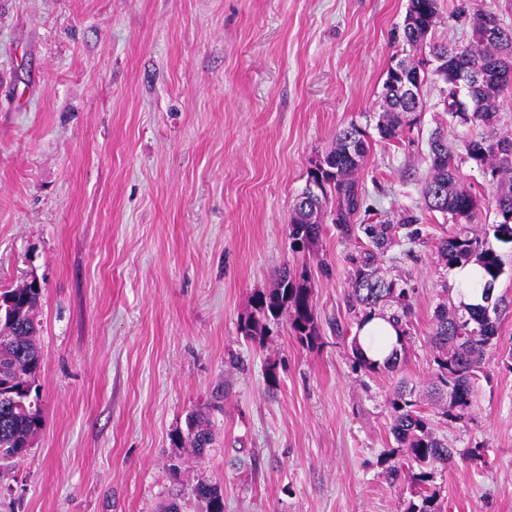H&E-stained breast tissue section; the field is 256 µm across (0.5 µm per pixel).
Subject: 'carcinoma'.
<instances>
[{
  "label": "carcinoma",
  "mask_w": 512,
  "mask_h": 512,
  "mask_svg": "<svg viewBox=\"0 0 512 512\" xmlns=\"http://www.w3.org/2000/svg\"><path fill=\"white\" fill-rule=\"evenodd\" d=\"M423 7L420 25L402 28L401 37L412 47L427 41V34L439 17L438 0H417ZM433 51L456 55L470 66V72L482 75L465 87L444 83L440 103L451 122L470 130L462 142L463 153L457 154L439 133L430 139L432 176L425 185L424 199L428 211L440 213L455 229L435 241L444 266L454 269L475 264L480 267L483 284L480 302L436 307L429 342L433 349L432 391L436 395L437 415L448 425L464 424L471 419L475 387L482 373L487 350L499 338V310L504 303L495 295L496 285L504 273V261L493 242L512 245V137H496L481 132L497 120V99L512 88V79L493 81L496 71H512V28L500 27L492 38L474 36V44L461 48L451 43L433 46ZM387 110L376 124L381 139L397 141L417 122L416 110L423 100L400 93L396 79L389 76L384 83ZM369 148L366 132L351 123L336 133L335 147L318 159L308 170L307 182L319 187L318 194L303 188L297 196L288 224L291 246L296 252L310 251L322 233L321 215L334 200V223L341 233L351 236L360 230L365 238L355 259L347 307L355 330L350 336L353 370L372 377L395 373L405 359L409 347L408 326L413 302L410 289L396 279L380 275V263L396 234L414 243L420 239V218L411 212L398 224H350L360 209L362 192L356 175ZM471 162L485 176L497 182L495 220L480 229L473 228L479 210V197L458 178V163ZM307 265L277 272L273 288L259 293L253 301L251 315L241 324L243 336L263 342L269 322L287 316L295 338L312 347L319 340V327ZM41 288L29 282L20 288L0 291V462L22 456L43 422L38 374L42 354L37 343L34 310ZM384 317L395 327L398 345L383 361L364 354L359 332L371 317ZM416 386L406 378L399 379L386 398L390 413V432L396 447L385 453L383 475L391 484L407 479L413 497L405 503L404 512H445L434 486L438 468L448 464L457 450L434 432L432 418L416 397ZM187 437L173 439L178 448L188 446L201 456L212 444L210 421L201 413L187 418ZM195 496L205 512H224V493L216 484L200 483Z\"/></svg>",
  "instance_id": "1"
}]
</instances>
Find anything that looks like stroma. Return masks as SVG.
Masks as SVG:
<instances>
[{
    "label": "stroma",
    "mask_w": 512,
    "mask_h": 512,
    "mask_svg": "<svg viewBox=\"0 0 512 512\" xmlns=\"http://www.w3.org/2000/svg\"><path fill=\"white\" fill-rule=\"evenodd\" d=\"M440 0L431 43L473 42ZM407 0H0V289L36 278L43 423L0 478V512H158L220 485L224 512H403L409 490L379 463L394 447L385 398L397 377L425 390L439 303L456 298L432 245L451 223L426 212L428 139L460 146L438 104L402 139L381 140L391 64L428 56L395 39ZM371 147L358 224L420 215L427 243L400 239L382 272L413 291L399 375L353 371L346 339L355 238L332 221L293 251L296 196L337 132ZM496 287L506 306L466 427L436 423L457 453L436 474L448 512H512V248ZM308 265L321 338L287 320L263 343L240 324L283 267ZM276 384H269L268 373ZM224 393L204 458L176 448L186 417ZM480 443L483 458L461 449ZM181 458L172 474V458Z\"/></svg>",
    "instance_id": "stroma-1"
}]
</instances>
